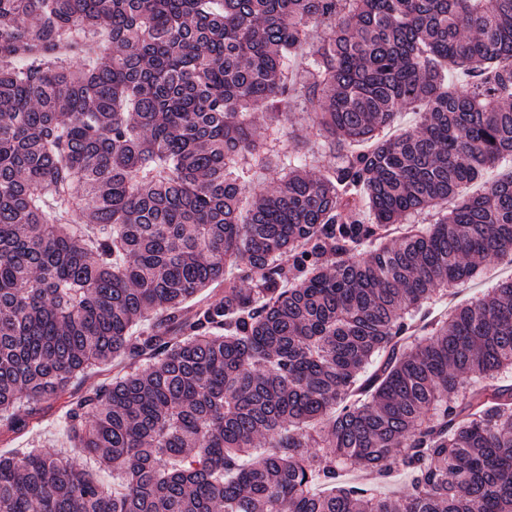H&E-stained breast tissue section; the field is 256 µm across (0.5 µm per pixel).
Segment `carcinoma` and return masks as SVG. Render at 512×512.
I'll use <instances>...</instances> for the list:
<instances>
[{"mask_svg": "<svg viewBox=\"0 0 512 512\" xmlns=\"http://www.w3.org/2000/svg\"><path fill=\"white\" fill-rule=\"evenodd\" d=\"M507 155L512 0H0V512H512ZM512 172V161L504 160L498 166L491 170L484 171L482 176L470 183L463 189L461 195L458 197L460 200L463 196L486 191L491 183L499 177L505 176ZM508 277H512V265L510 266L508 258L484 262L474 281L462 290L448 288L433 307L437 312H446L491 293L503 279ZM122 363L113 362L102 366L94 376L78 377L72 381L73 390L78 393L91 392L104 379H111L120 370ZM40 410L44 415L42 424L11 442H3L2 444L0 442V454L7 456L16 452L18 448H42L53 455L66 457L69 462L77 467L90 470L104 485L112 484V477L107 470L100 468L92 459L86 457L79 448H72V443L67 439L55 409L50 410L47 408V403H42Z\"/></svg>", "mask_w": 512, "mask_h": 512, "instance_id": "carcinoma-1", "label": "carcinoma"}]
</instances>
